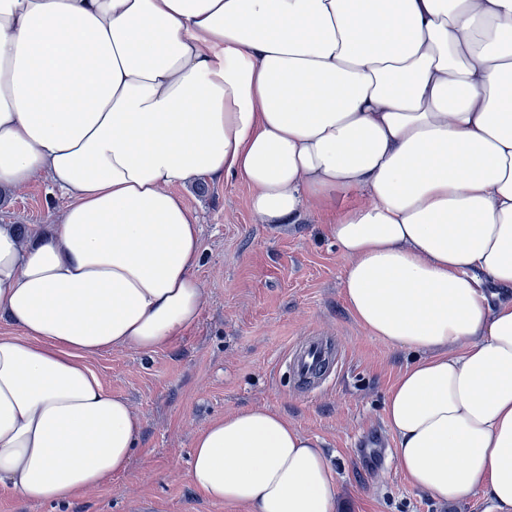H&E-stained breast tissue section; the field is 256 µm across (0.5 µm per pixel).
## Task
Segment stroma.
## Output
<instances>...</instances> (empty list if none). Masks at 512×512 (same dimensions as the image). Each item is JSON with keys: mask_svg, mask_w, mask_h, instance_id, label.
Returning <instances> with one entry per match:
<instances>
[{"mask_svg": "<svg viewBox=\"0 0 512 512\" xmlns=\"http://www.w3.org/2000/svg\"><path fill=\"white\" fill-rule=\"evenodd\" d=\"M249 196L233 177L185 193L201 227L198 324L150 354L114 348L88 357L103 385L128 401L142 435L127 475L80 494L65 512H247L206 500L188 477L195 434L246 407L275 411L318 443L337 476L339 512H486L481 498L447 504L409 486L384 401L415 353L354 318L342 292L348 260L321 216L307 209L295 223L263 224ZM63 205L41 176L8 192L0 223L46 227ZM311 337L339 353L316 392L299 389L287 368L292 346Z\"/></svg>", "mask_w": 512, "mask_h": 512, "instance_id": "stroma-1", "label": "stroma"}]
</instances>
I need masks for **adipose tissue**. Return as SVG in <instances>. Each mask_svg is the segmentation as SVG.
I'll use <instances>...</instances> for the list:
<instances>
[{"mask_svg":"<svg viewBox=\"0 0 512 512\" xmlns=\"http://www.w3.org/2000/svg\"><path fill=\"white\" fill-rule=\"evenodd\" d=\"M40 175L56 223L0 224V488L62 508L129 472L140 421L85 359L196 326L181 190L235 176L260 223L333 212L349 310L417 352L385 403L410 485L512 512V0H0V188ZM192 448L210 501L336 512L274 411Z\"/></svg>","mask_w":512,"mask_h":512,"instance_id":"obj_1","label":"adipose tissue"}]
</instances>
